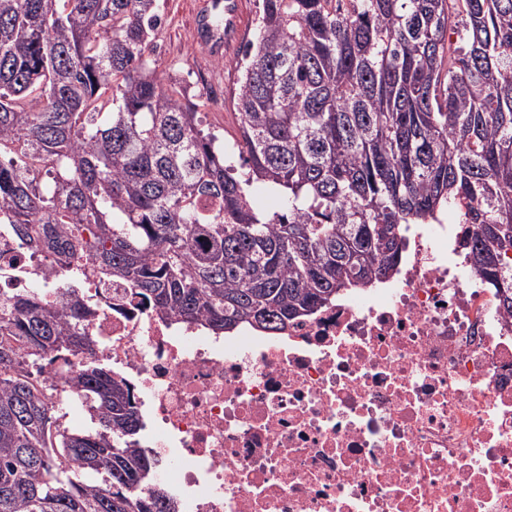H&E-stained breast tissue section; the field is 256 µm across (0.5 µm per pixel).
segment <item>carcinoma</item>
Returning <instances> with one entry per match:
<instances>
[{
    "mask_svg": "<svg viewBox=\"0 0 512 512\" xmlns=\"http://www.w3.org/2000/svg\"><path fill=\"white\" fill-rule=\"evenodd\" d=\"M162 25L159 0H0V224L67 279L56 306L0 297V512H179L86 333L79 258L163 318L277 332L462 202L459 247L512 313V0H261L227 150L164 82ZM79 353L83 433L42 378Z\"/></svg>",
    "mask_w": 512,
    "mask_h": 512,
    "instance_id": "cac0c4a2",
    "label": "carcinoma"
}]
</instances>
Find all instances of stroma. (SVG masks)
<instances>
[{"label": "stroma", "instance_id": "obj_1", "mask_svg": "<svg viewBox=\"0 0 512 512\" xmlns=\"http://www.w3.org/2000/svg\"><path fill=\"white\" fill-rule=\"evenodd\" d=\"M207 0H161L166 23L157 37L156 57L165 79L186 87L206 129L232 143L238 136L234 89L239 74L234 62L239 46L257 35L259 0H244L238 44L214 57L197 39L194 15Z\"/></svg>", "mask_w": 512, "mask_h": 512}]
</instances>
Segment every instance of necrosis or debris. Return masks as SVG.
<instances>
[{
  "instance_id": "1",
  "label": "necrosis or debris",
  "mask_w": 512,
  "mask_h": 512,
  "mask_svg": "<svg viewBox=\"0 0 512 512\" xmlns=\"http://www.w3.org/2000/svg\"><path fill=\"white\" fill-rule=\"evenodd\" d=\"M462 211L406 224L394 274L270 336L224 339L81 281L182 512H512V314L458 251ZM0 226V295L60 301Z\"/></svg>"
}]
</instances>
